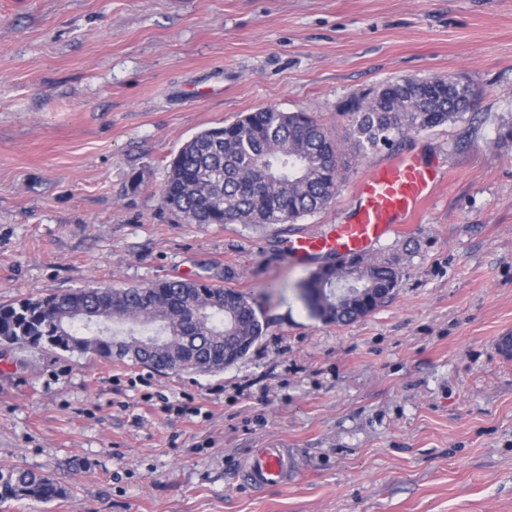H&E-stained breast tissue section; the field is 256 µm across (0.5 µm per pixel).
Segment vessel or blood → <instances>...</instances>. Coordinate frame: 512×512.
<instances>
[{
  "instance_id": "1",
  "label": "vessel or blood",
  "mask_w": 512,
  "mask_h": 512,
  "mask_svg": "<svg viewBox=\"0 0 512 512\" xmlns=\"http://www.w3.org/2000/svg\"><path fill=\"white\" fill-rule=\"evenodd\" d=\"M439 176L413 157L375 167L357 187V201L346 223L325 235H305L290 245L299 259L325 256L343 260L372 250L381 240L403 229L430 197ZM294 467L284 448H260L240 465L244 483L261 490L287 481Z\"/></svg>"
}]
</instances>
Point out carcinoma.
<instances>
[{"label": "carcinoma", "instance_id": "carcinoma-1", "mask_svg": "<svg viewBox=\"0 0 512 512\" xmlns=\"http://www.w3.org/2000/svg\"><path fill=\"white\" fill-rule=\"evenodd\" d=\"M477 92L451 85L445 75L388 82L348 101L351 151L362 157L454 121L471 110ZM341 149L327 128L306 112L261 108L234 123L203 130L186 141L171 162L163 199L190 224H294L327 206L341 180ZM398 272L361 256L329 266V277L311 276L303 288L321 298L308 307L321 319L346 323L362 317L336 303L344 285L371 289L369 310L390 295ZM263 335V323L247 295L204 277L166 279L123 289L82 288L0 305V347L42 346L144 365L141 349L116 336H166L180 348L190 340L176 371L213 373L244 358ZM66 494L59 481L25 469L0 472V502H49Z\"/></svg>", "mask_w": 512, "mask_h": 512}]
</instances>
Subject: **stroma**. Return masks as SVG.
Masks as SVG:
<instances>
[{"label":"stroma","instance_id":"35a3bbf8","mask_svg":"<svg viewBox=\"0 0 512 512\" xmlns=\"http://www.w3.org/2000/svg\"><path fill=\"white\" fill-rule=\"evenodd\" d=\"M459 75L477 106L345 162L293 224H190L169 162L195 133L272 106L345 139L344 105L404 77ZM512 0H0V304L211 277L265 331L217 373L157 374L24 347L0 357V471L64 497L0 512H512ZM440 174L365 256L399 273L350 324L301 285L328 260L290 242L351 215L375 165ZM283 443L286 484L237 469Z\"/></svg>","mask_w":512,"mask_h":512}]
</instances>
